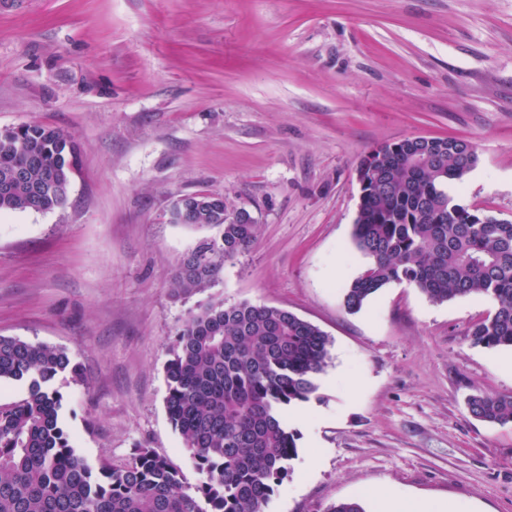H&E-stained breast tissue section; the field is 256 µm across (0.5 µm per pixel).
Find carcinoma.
Segmentation results:
<instances>
[{
	"instance_id": "1",
	"label": "carcinoma",
	"mask_w": 512,
	"mask_h": 512,
	"mask_svg": "<svg viewBox=\"0 0 512 512\" xmlns=\"http://www.w3.org/2000/svg\"><path fill=\"white\" fill-rule=\"evenodd\" d=\"M73 134L40 124L0 131V212H47L68 200L77 169ZM353 244L367 258L343 295L358 311L379 290L407 283L435 303L487 295L493 313L473 323L470 343L512 348V221L476 224L482 213L454 201L448 184L477 164L475 145L448 137L405 138L373 150ZM189 224L212 235L180 259L176 297L209 288L224 264L249 252L257 224L231 218L224 198H185ZM331 339L284 308L212 301L176 328L166 365V408L194 461L179 468L145 445L124 467L94 468L80 456L52 385L78 367L60 346L0 336V381H26L25 396L0 404V512H264L291 473L298 435L283 415L310 400ZM476 419L512 425V396L467 400Z\"/></svg>"
}]
</instances>
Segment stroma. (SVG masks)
Wrapping results in <instances>:
<instances>
[{"label":"stroma","mask_w":512,"mask_h":512,"mask_svg":"<svg viewBox=\"0 0 512 512\" xmlns=\"http://www.w3.org/2000/svg\"><path fill=\"white\" fill-rule=\"evenodd\" d=\"M72 133L64 207L0 213V335L67 349L56 378L91 465L136 445L198 474L169 421V338L213 299L283 307L331 339L298 455L264 512H378L387 489L429 512H512V425L469 395H512V349L471 345L491 298L434 303L391 284L348 312L366 262L357 169L408 136L472 141L449 193L512 220V0H0V130ZM188 194L258 222L205 291L172 295L207 229L170 221ZM467 407L478 420L500 426L512 425V396L478 393L468 398Z\"/></svg>","instance_id":"1"}]
</instances>
